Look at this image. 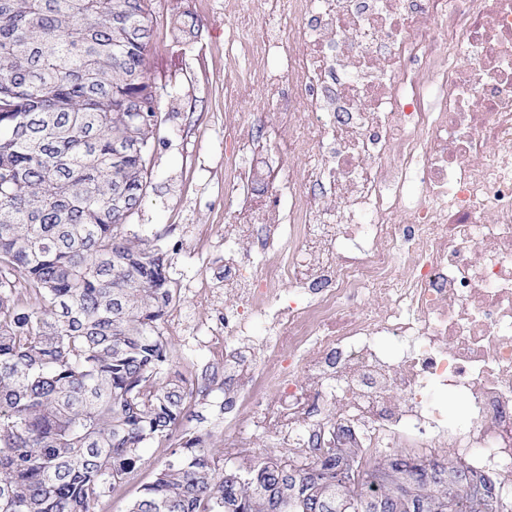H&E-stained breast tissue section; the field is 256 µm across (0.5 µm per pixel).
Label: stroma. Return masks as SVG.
I'll use <instances>...</instances> for the list:
<instances>
[{
    "mask_svg": "<svg viewBox=\"0 0 512 512\" xmlns=\"http://www.w3.org/2000/svg\"><path fill=\"white\" fill-rule=\"evenodd\" d=\"M154 7L150 75L160 95L161 124L144 197L125 230L171 249L168 273L179 291L161 330L172 371L210 381L208 396L190 401L186 425L206 434L220 456L227 437L225 369L209 340L224 325V306L204 290L224 292V37L237 19L225 14L224 0H154ZM188 14L199 28L178 34L172 23ZM142 456L123 488L101 499L96 512H127L169 451L152 446Z\"/></svg>",
    "mask_w": 512,
    "mask_h": 512,
    "instance_id": "35a3bbf8",
    "label": "stroma"
}]
</instances>
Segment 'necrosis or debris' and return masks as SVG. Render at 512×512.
<instances>
[{
    "label": "necrosis or debris",
    "mask_w": 512,
    "mask_h": 512,
    "mask_svg": "<svg viewBox=\"0 0 512 512\" xmlns=\"http://www.w3.org/2000/svg\"><path fill=\"white\" fill-rule=\"evenodd\" d=\"M243 4L224 0V85L274 109L224 98L211 343L257 351L225 379V457L250 463L260 429L299 460L405 448L511 490L512 0Z\"/></svg>",
    "instance_id": "4bbe7bcc"
}]
</instances>
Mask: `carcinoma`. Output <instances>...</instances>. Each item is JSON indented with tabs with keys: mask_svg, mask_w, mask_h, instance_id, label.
I'll list each match as a JSON object with an SVG mask.
<instances>
[{
	"mask_svg": "<svg viewBox=\"0 0 512 512\" xmlns=\"http://www.w3.org/2000/svg\"><path fill=\"white\" fill-rule=\"evenodd\" d=\"M153 0H0V512H94L180 436L128 512H505L399 449L214 457L171 373L168 253L130 237L159 129Z\"/></svg>",
	"mask_w": 512,
	"mask_h": 512,
	"instance_id": "1",
	"label": "carcinoma"
}]
</instances>
